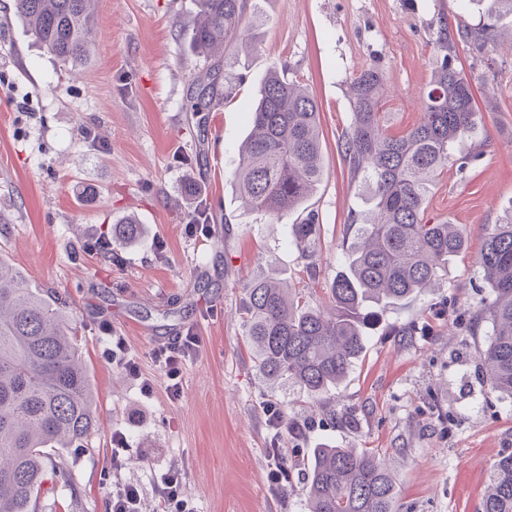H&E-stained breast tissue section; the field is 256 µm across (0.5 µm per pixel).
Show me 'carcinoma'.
I'll list each match as a JSON object with an SVG mask.
<instances>
[{
    "instance_id": "1",
    "label": "carcinoma",
    "mask_w": 512,
    "mask_h": 512,
    "mask_svg": "<svg viewBox=\"0 0 512 512\" xmlns=\"http://www.w3.org/2000/svg\"><path fill=\"white\" fill-rule=\"evenodd\" d=\"M197 2L188 37L205 65L192 77L189 111L195 115L224 100L225 50L244 38L250 9V0ZM478 2L485 4L489 35L512 17V0ZM15 6L35 41L63 65L84 63L96 0H15ZM436 44L446 54L421 96L419 122L401 136L386 133L381 70L370 66L350 81L352 123L341 149L353 174L371 185L373 208L360 225L364 244L331 283L329 304H310L272 275L243 285V336L257 372L273 387L291 383L322 403L364 352L370 309L420 293L467 247L462 229L426 215L440 173L453 166L462 171L471 160L452 150L473 133L478 117L472 84L453 64L452 40L441 31ZM248 116L251 130L234 179L251 211L278 220L298 210L322 182L319 107L288 70H273ZM318 229L313 210L294 225L293 244L309 269L316 268ZM142 234L141 224L128 217L112 225L110 240L119 247ZM479 266L490 289L479 314L492 326L480 365L491 389L512 401V207L485 226ZM76 333L65 305L0 259V512H38L45 483L72 486V469L51 463L49 449L83 448L96 432V404ZM302 492L307 512L402 510L385 457L367 449H313ZM479 512H512V453L493 464Z\"/></svg>"
}]
</instances>
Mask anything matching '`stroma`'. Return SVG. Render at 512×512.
Here are the masks:
<instances>
[{"mask_svg":"<svg viewBox=\"0 0 512 512\" xmlns=\"http://www.w3.org/2000/svg\"><path fill=\"white\" fill-rule=\"evenodd\" d=\"M258 7L249 40L225 66L231 95L201 129L187 110L203 65L187 39L195 0H98L92 53L73 70L25 31L15 0H0V258L72 311L99 423L86 449L62 451L74 464L75 490L42 495L39 512H106L109 491L127 482L140 485L143 512H159L155 476L175 466L199 512H307L301 482L281 496L268 488L269 401L284 422L308 428L280 439L297 459L328 444L376 448L388 454L409 512H478L494 462L512 452V405L480 375L490 325L477 315L488 294L478 264L482 229L512 207V24L500 25L496 50L482 53L481 8L461 9L458 0H259ZM444 28L469 32L453 59L480 113L475 133L455 147L472 162L441 173L427 212L465 230L467 247L429 288L376 308L362 356L328 397L331 425L296 387L272 388L258 374L237 315L243 284L272 273L312 304H327L372 207L370 187L341 149L352 122L347 84L379 66L387 131L405 133L420 119ZM282 68L320 110L324 175L304 203L319 215L313 275L292 244L296 213L271 221L250 212L233 177L247 111L266 75ZM84 128L93 139L81 136ZM199 149L200 166L190 161ZM191 182L197 192L189 196ZM201 199L208 235L197 238L185 226ZM127 215L143 235L123 248V266L86 251ZM159 239L165 248L157 255ZM105 320L153 380L151 396L104 357ZM418 323L426 333H391ZM190 328L203 344L174 402L152 352ZM116 431L128 440L118 469Z\"/></svg>","mask_w":512,"mask_h":512,"instance_id":"stroma-1","label":"stroma"}]
</instances>
